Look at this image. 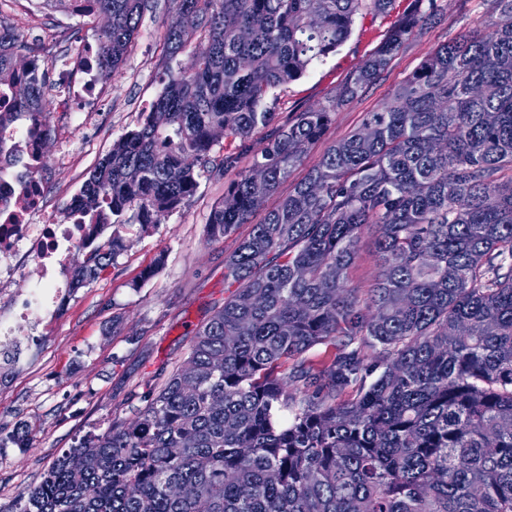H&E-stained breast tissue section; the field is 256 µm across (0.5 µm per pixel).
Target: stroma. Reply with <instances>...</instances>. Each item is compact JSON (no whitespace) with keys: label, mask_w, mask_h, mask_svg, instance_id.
<instances>
[{"label":"stroma","mask_w":512,"mask_h":512,"mask_svg":"<svg viewBox=\"0 0 512 512\" xmlns=\"http://www.w3.org/2000/svg\"><path fill=\"white\" fill-rule=\"evenodd\" d=\"M423 6L432 12L427 24L394 54L374 84L336 111L322 137L282 182L279 196H286L329 146L359 126L365 113L389 101L433 49L489 24L497 9L496 0H424ZM415 7V0H395L388 13L357 19L335 52L271 101L277 123L308 107L330 104L394 24ZM0 17L28 37H45L42 56L49 61L58 57L70 33L92 44L101 28L97 17L65 9L32 12L23 0H0ZM175 19L171 0H150L124 64L101 79L102 91L86 112L53 106L44 170L49 210L62 207L160 94L168 63L164 32ZM64 144L73 161H59ZM231 181L228 175L199 177L194 194L151 233L130 231L127 250L97 280L72 291L60 316L26 327L20 338L23 354L0 384V431L22 430L28 444L23 449L0 447V512H9L16 495L38 484L56 456L77 438L103 432L112 419L133 417L150 386L162 383L188 357L196 326L229 295L224 258L251 230L243 224L222 242L206 238L210 210ZM374 240L373 230H365L348 272L349 286L364 292L380 271ZM160 256L165 264L157 270L153 264Z\"/></svg>","instance_id":"obj_1"}]
</instances>
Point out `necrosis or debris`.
<instances>
[{
    "instance_id": "obj_1",
    "label": "necrosis or debris",
    "mask_w": 512,
    "mask_h": 512,
    "mask_svg": "<svg viewBox=\"0 0 512 512\" xmlns=\"http://www.w3.org/2000/svg\"><path fill=\"white\" fill-rule=\"evenodd\" d=\"M33 128L30 121L13 127L8 150L0 154V293L19 280L29 284L0 315V353L13 350L26 325L55 309L67 286L61 275L68 258L92 232L75 200L62 214L47 212L45 160Z\"/></svg>"
}]
</instances>
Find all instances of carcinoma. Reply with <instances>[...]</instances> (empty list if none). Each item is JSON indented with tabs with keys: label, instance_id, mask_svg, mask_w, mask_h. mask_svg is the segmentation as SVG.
Masks as SVG:
<instances>
[{
	"label": "carcinoma",
	"instance_id": "1",
	"mask_svg": "<svg viewBox=\"0 0 512 512\" xmlns=\"http://www.w3.org/2000/svg\"><path fill=\"white\" fill-rule=\"evenodd\" d=\"M146 3L95 0L93 15H112L94 50L105 74L123 63ZM393 3L172 0L195 22L167 28L168 58L190 48L196 64L168 68L83 183L81 208L112 235L88 244L72 289L112 266L132 227L148 233L187 201L202 173L235 168L274 121L266 101L336 51L364 12ZM497 6L487 28L435 48L263 211L423 12L390 32L337 101L265 134L206 224L214 243L240 224L252 231L224 258L232 292L195 328L194 371L178 366L133 418L63 451L10 512H512V0ZM40 49L0 20V131L46 116ZM372 225L380 275L363 297L347 279ZM329 342L339 353L328 365L302 359Z\"/></svg>",
	"mask_w": 512,
	"mask_h": 512
}]
</instances>
